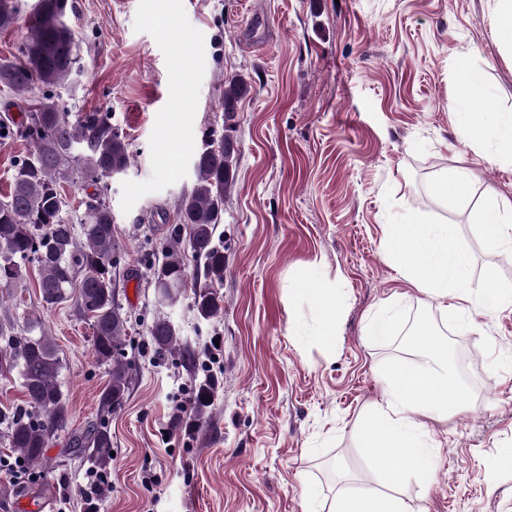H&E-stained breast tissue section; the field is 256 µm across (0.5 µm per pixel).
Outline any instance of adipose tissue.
<instances>
[{"label": "adipose tissue", "mask_w": 512, "mask_h": 512, "mask_svg": "<svg viewBox=\"0 0 512 512\" xmlns=\"http://www.w3.org/2000/svg\"><path fill=\"white\" fill-rule=\"evenodd\" d=\"M456 103L460 110L479 108L480 122H465L471 138L494 142L491 160H512V117L498 112L485 85L483 69L468 67L459 80ZM492 240L512 250V200L487 193L473 214ZM388 257L399 274L419 292L433 300L453 299L454 310L466 314L489 310L501 291L494 280L475 286L467 275L468 257L447 226L394 224L388 234ZM388 401L366 418L358 432L367 459L376 466L380 489L348 487L334 497L329 512H414L400 493L413 476L430 477L436 453L421 434L420 419L448 411L453 382L445 364L432 361L412 368L392 365L386 375Z\"/></svg>", "instance_id": "ef3b65f1"}]
</instances>
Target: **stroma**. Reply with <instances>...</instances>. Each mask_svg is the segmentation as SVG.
Masks as SVG:
<instances>
[{"label": "stroma", "instance_id": "obj_1", "mask_svg": "<svg viewBox=\"0 0 512 512\" xmlns=\"http://www.w3.org/2000/svg\"><path fill=\"white\" fill-rule=\"evenodd\" d=\"M81 47L75 91L53 96L71 118L103 112L133 162L101 180L119 262L115 300L129 319L135 372L109 419L114 456L101 512H328L341 486L376 487L358 428L385 405L381 371L427 360L409 340L428 326L462 400L424 420L436 445L431 479L408 480L416 512H512V257L472 213L486 189L512 198V164H488L489 142L461 133L459 72L486 68L499 112L512 114V58L491 24L494 0H69ZM242 78L231 133L237 150L224 221V299L204 321L191 299L158 306L148 268L160 258L194 184L193 160L221 137L224 81ZM30 98L0 86V199L30 143ZM462 168L463 199L431 191ZM447 225L467 250L469 277H495L505 299L454 315L401 279L387 259L390 225ZM335 289L343 317L323 341L315 288ZM399 318L380 347L368 323ZM166 317L196 358L156 353L149 328ZM42 323L62 363L66 424L40 468L15 467L0 439V512H88L95 467L73 434L97 419L108 382L75 301L49 308L27 267L0 288V324ZM203 418L188 406L205 379Z\"/></svg>", "mask_w": 512, "mask_h": 512}]
</instances>
